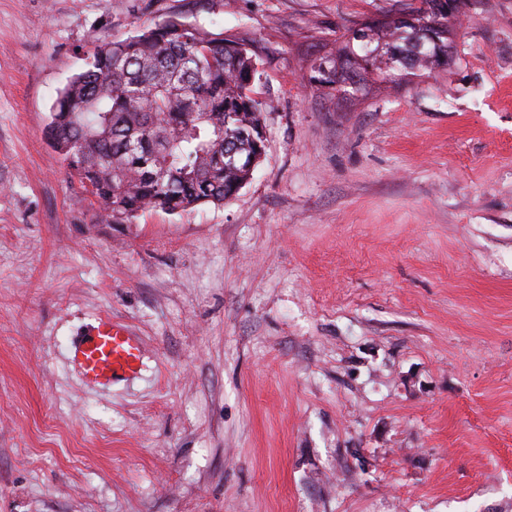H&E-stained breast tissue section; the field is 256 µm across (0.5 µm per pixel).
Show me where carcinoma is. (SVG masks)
<instances>
[{
    "label": "carcinoma",
    "mask_w": 512,
    "mask_h": 512,
    "mask_svg": "<svg viewBox=\"0 0 512 512\" xmlns=\"http://www.w3.org/2000/svg\"><path fill=\"white\" fill-rule=\"evenodd\" d=\"M409 0L416 26L387 19L375 52L383 77L448 65L445 9ZM432 34L419 47L417 32ZM249 38L169 16L121 41H103L60 91L46 136L63 163L91 186L98 217L130 223L233 198L265 152L261 103L252 96Z\"/></svg>",
    "instance_id": "obj_1"
}]
</instances>
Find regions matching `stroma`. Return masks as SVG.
Returning a JSON list of instances; mask_svg holds the SVG:
<instances>
[{
    "label": "stroma",
    "instance_id": "35a3bbf8",
    "mask_svg": "<svg viewBox=\"0 0 512 512\" xmlns=\"http://www.w3.org/2000/svg\"><path fill=\"white\" fill-rule=\"evenodd\" d=\"M405 0H0V512H512V0L447 67L336 50ZM244 33L265 154L239 193L102 224L45 126L87 52ZM100 314L139 379L87 385ZM69 358L86 383L111 389L138 378L143 367V347L123 323L103 314L70 343Z\"/></svg>",
    "mask_w": 512,
    "mask_h": 512
}]
</instances>
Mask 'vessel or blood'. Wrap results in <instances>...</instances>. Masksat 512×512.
Segmentation results:
<instances>
[{"mask_svg": "<svg viewBox=\"0 0 512 512\" xmlns=\"http://www.w3.org/2000/svg\"><path fill=\"white\" fill-rule=\"evenodd\" d=\"M69 358L86 383L109 389L138 378L143 367V347L123 323L103 314L71 342Z\"/></svg>", "mask_w": 512, "mask_h": 512, "instance_id": "vessel-or-blood-1", "label": "vessel or blood"}]
</instances>
